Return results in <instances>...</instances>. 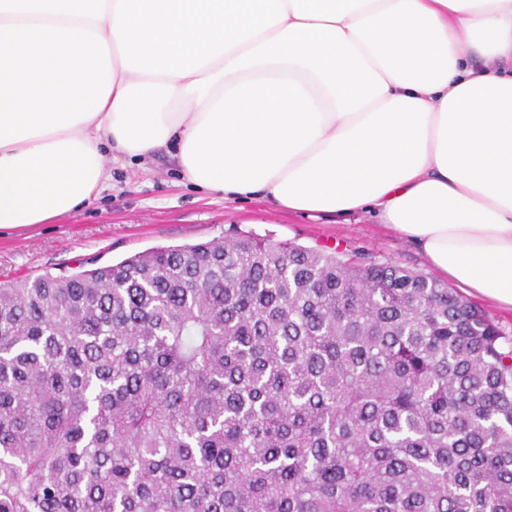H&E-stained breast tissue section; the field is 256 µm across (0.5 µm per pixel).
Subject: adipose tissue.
<instances>
[{
	"label": "adipose tissue",
	"instance_id": "adipose-tissue-1",
	"mask_svg": "<svg viewBox=\"0 0 512 512\" xmlns=\"http://www.w3.org/2000/svg\"><path fill=\"white\" fill-rule=\"evenodd\" d=\"M170 144L227 198L376 210L512 310V0H0V228Z\"/></svg>",
	"mask_w": 512,
	"mask_h": 512
}]
</instances>
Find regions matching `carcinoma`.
Returning <instances> with one entry per match:
<instances>
[{
    "label": "carcinoma",
    "instance_id": "1",
    "mask_svg": "<svg viewBox=\"0 0 512 512\" xmlns=\"http://www.w3.org/2000/svg\"><path fill=\"white\" fill-rule=\"evenodd\" d=\"M0 512H512V336L252 233L17 279Z\"/></svg>",
    "mask_w": 512,
    "mask_h": 512
}]
</instances>
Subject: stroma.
<instances>
[{
    "instance_id": "obj_1",
    "label": "stroma",
    "mask_w": 512,
    "mask_h": 512,
    "mask_svg": "<svg viewBox=\"0 0 512 512\" xmlns=\"http://www.w3.org/2000/svg\"><path fill=\"white\" fill-rule=\"evenodd\" d=\"M106 157L110 178L88 203L45 224L0 228V284L69 274L154 247L195 244L237 231L433 272L420 249L375 213L310 216L261 195L227 200L188 182L165 148L138 163L114 150Z\"/></svg>"
}]
</instances>
